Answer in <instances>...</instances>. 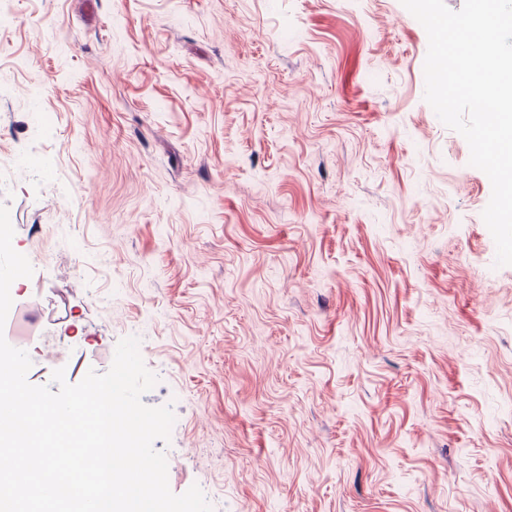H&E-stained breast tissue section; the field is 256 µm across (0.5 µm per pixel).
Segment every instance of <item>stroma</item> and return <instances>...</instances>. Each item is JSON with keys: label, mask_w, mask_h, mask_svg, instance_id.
<instances>
[{"label": "stroma", "mask_w": 512, "mask_h": 512, "mask_svg": "<svg viewBox=\"0 0 512 512\" xmlns=\"http://www.w3.org/2000/svg\"><path fill=\"white\" fill-rule=\"evenodd\" d=\"M9 7L30 384L141 337L169 487L214 512H512V265L401 0Z\"/></svg>", "instance_id": "35a3bbf8"}]
</instances>
